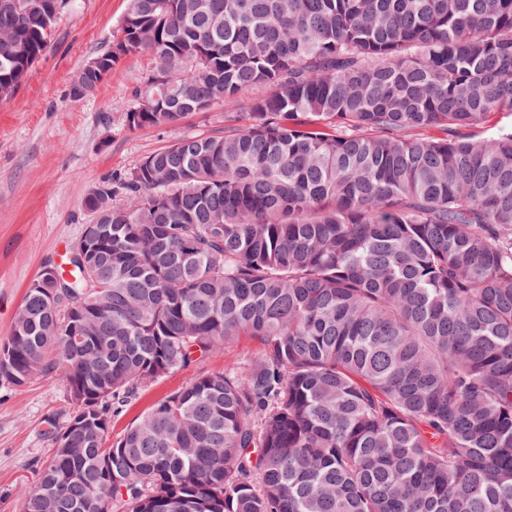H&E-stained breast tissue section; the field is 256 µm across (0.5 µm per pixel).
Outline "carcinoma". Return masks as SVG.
<instances>
[{
	"label": "carcinoma",
	"mask_w": 512,
	"mask_h": 512,
	"mask_svg": "<svg viewBox=\"0 0 512 512\" xmlns=\"http://www.w3.org/2000/svg\"><path fill=\"white\" fill-rule=\"evenodd\" d=\"M13 2L6 98L70 6ZM140 52L129 128L243 111L92 185L112 241L26 289L0 379L71 412L24 512H512V127L473 133L512 112V0H131L70 96ZM254 351V343L248 338H243L231 353L214 354L186 370L171 374L142 389L136 397L126 403L122 412L112 417V440L119 438L126 428L130 427L171 391L186 385L199 375L223 372L234 362L242 366L250 359Z\"/></svg>",
	"instance_id": "cac0c4a2"
}]
</instances>
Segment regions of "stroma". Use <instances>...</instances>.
<instances>
[{"label":"stroma","instance_id":"35a3bbf8","mask_svg":"<svg viewBox=\"0 0 512 512\" xmlns=\"http://www.w3.org/2000/svg\"><path fill=\"white\" fill-rule=\"evenodd\" d=\"M130 0H73L53 28L49 46L15 94L0 99V337L7 335L29 283L55 262L90 221L82 202L101 178L187 134L224 128L223 106L192 114L168 128H129L132 91L154 67L152 56L123 58L93 96L72 99L70 86L89 60L120 35ZM254 343L241 339L218 353L142 389L112 419V435L171 391L202 374L246 363ZM67 394L59 380L36 377L20 387L0 382V512H22V487L48 459L54 442L44 421L64 419Z\"/></svg>","mask_w":512,"mask_h":512}]
</instances>
